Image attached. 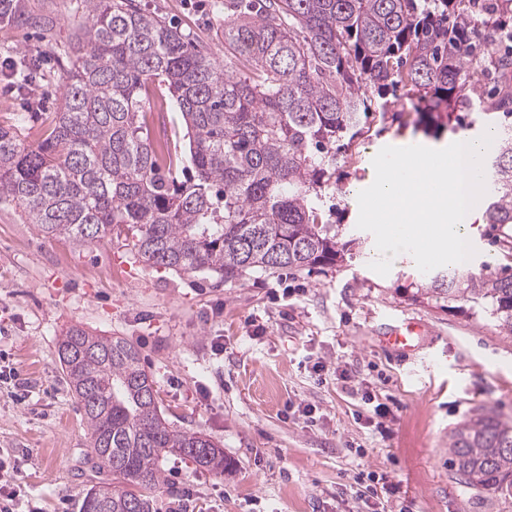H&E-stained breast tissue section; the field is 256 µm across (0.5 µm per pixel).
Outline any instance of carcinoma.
I'll list each match as a JSON object with an SVG mask.
<instances>
[{"label":"carcinoma","mask_w":512,"mask_h":512,"mask_svg":"<svg viewBox=\"0 0 512 512\" xmlns=\"http://www.w3.org/2000/svg\"><path fill=\"white\" fill-rule=\"evenodd\" d=\"M480 0H251L224 21L228 73L136 0H84L86 22L56 57L63 98L35 145L0 128V202L22 209L46 238L122 237L149 266L211 273L224 283L260 271H311L342 258L339 228L323 221L321 189L336 183L331 146L361 134L364 87H401L425 112H477L494 130L483 160L494 189L486 223L512 259V86L477 90L486 50L512 38V0L475 19ZM48 28L25 0H0V22ZM23 60L14 78L36 81ZM181 114L189 165L153 140L145 104L155 85ZM423 292L468 301L512 335V274L427 275ZM80 401L93 467L118 484L87 493L82 512H151L168 454L224 472V451L201 432L178 431L161 414L137 346L67 329L58 352ZM455 475L475 494L512 497V423L478 411L448 438Z\"/></svg>","instance_id":"cac0c4a2"}]
</instances>
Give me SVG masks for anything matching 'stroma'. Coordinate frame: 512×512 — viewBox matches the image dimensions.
Wrapping results in <instances>:
<instances>
[{"instance_id": "1", "label": "stroma", "mask_w": 512, "mask_h": 512, "mask_svg": "<svg viewBox=\"0 0 512 512\" xmlns=\"http://www.w3.org/2000/svg\"><path fill=\"white\" fill-rule=\"evenodd\" d=\"M239 0H137L216 60L224 18ZM50 30L0 23V127L43 139L61 90L52 71L85 22L81 0H28ZM36 59L43 77L21 89L11 75ZM386 121L336 152V193L325 218L350 246L343 261L312 272L254 271L221 283L135 261L124 239H45L22 210L0 204V461L14 466L20 512H82L100 481L89 462L84 411L62 372L58 342L73 325L138 346L170 425L218 441L216 473L179 455L163 461L167 481L152 512L189 495V512H512V499L477 496L453 477L448 435L475 411L512 421V338L470 303L448 308L417 297L416 266L379 275L372 233L358 229L359 192L375 179L386 146L480 137L465 113L424 117L412 100L373 96ZM474 274L501 271L482 214L470 220ZM422 323L415 354L381 340L385 325ZM329 371L318 379L316 362ZM348 370L390 409L381 423L357 418L364 404L342 390ZM385 476L400 491L384 502L356 495L358 474Z\"/></svg>"}]
</instances>
